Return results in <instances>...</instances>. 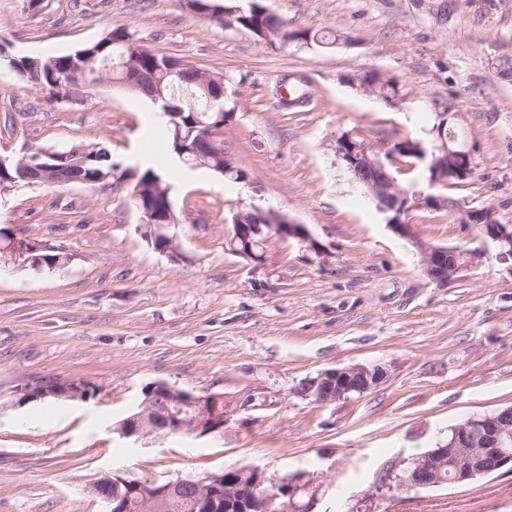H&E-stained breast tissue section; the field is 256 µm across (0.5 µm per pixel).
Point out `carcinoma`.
<instances>
[{
	"label": "carcinoma",
	"mask_w": 512,
	"mask_h": 512,
	"mask_svg": "<svg viewBox=\"0 0 512 512\" xmlns=\"http://www.w3.org/2000/svg\"><path fill=\"white\" fill-rule=\"evenodd\" d=\"M210 21L223 26L225 24L242 27L252 33L257 31H277L282 34L285 42L320 41L331 44L333 40L325 36H317L308 29H290L288 21L276 13H270L261 0H252L251 7L233 21L227 23L222 18H210ZM136 40L124 28L110 30L100 39L69 54L56 56L57 62L48 67L33 59L21 60L16 63L18 76L25 82L47 93L53 99H60L62 91L71 79L79 77L90 85L108 80L113 76V62L121 54L128 52ZM128 78L136 79L133 91L154 100L159 94L170 102L171 111L176 113L174 122L161 128V134L168 141L173 155L179 150L195 144L198 132L194 127L202 120L213 128L214 140L224 143V111L214 110L200 112L206 91L203 88L201 68L195 65L182 64L174 71L169 70L167 56L157 54L143 47L134 59V65L126 71ZM357 148H368V153L379 154L383 161L393 158L403 162L409 159L408 151L394 143L384 151L369 148L365 139L354 138ZM66 153L69 157L52 163L55 170L42 175V180L29 183L19 178L15 167L9 166L0 171V185L5 188L20 186H58L86 185L96 186L101 177H107V183L128 181L131 190L142 188L146 199L159 206L163 204L160 189L170 186L166 169L160 165L147 169L125 167L113 160L110 149L101 144L74 146Z\"/></svg>",
	"instance_id": "cac0c4a2"
}]
</instances>
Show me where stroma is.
<instances>
[{
    "label": "stroma",
    "mask_w": 512,
    "mask_h": 512,
    "mask_svg": "<svg viewBox=\"0 0 512 512\" xmlns=\"http://www.w3.org/2000/svg\"><path fill=\"white\" fill-rule=\"evenodd\" d=\"M290 28L335 44L266 45L203 20L184 0H0V47L58 55L122 27L144 47L224 78V145L249 178L210 169L173 182L186 255L141 235L128 183L20 187L0 226L47 240L71 262L35 272L0 264V512H104L90 488L120 472L175 480L256 467L309 475L311 512H512V474L420 492L394 489L401 463L468 418L512 406V258L449 210L425 211L422 241L462 250L448 285L423 274L334 151L364 133L375 147L423 138L440 112L475 150L473 177L428 187L512 225V0H264ZM376 73L388 103L352 85ZM155 107L101 83L48 100L0 62V155L101 143L123 166L169 148ZM272 207L306 225L328 266L273 240L254 272L227 251L225 217ZM383 369L365 394L318 404L297 393L320 371ZM79 380L88 402L23 400L39 383ZM224 397V430L122 439L147 384Z\"/></svg>",
    "instance_id": "stroma-1"
}]
</instances>
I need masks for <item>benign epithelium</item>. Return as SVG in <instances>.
Here are the masks:
<instances>
[{"label":"benign epithelium","instance_id":"1","mask_svg":"<svg viewBox=\"0 0 512 512\" xmlns=\"http://www.w3.org/2000/svg\"><path fill=\"white\" fill-rule=\"evenodd\" d=\"M448 122L431 129L432 138L425 142L407 138L403 143L411 155L428 163L430 185L464 180L474 171V157L467 144L454 135H446ZM353 134L336 138V156L347 162L354 181L375 201L378 210L387 215V224L393 232L406 238L418 249L424 275L432 282L446 285L452 281L463 264V254L456 248L424 243L413 231V225L402 220L406 209L460 210L463 224H477L484 235L496 243L500 253L512 257V225L494 221L488 207L459 209V203L439 195L418 192L409 194L401 190L392 178L386 164L377 156L351 147ZM134 208L140 215L147 242L159 254L174 263L183 259L181 243L173 228L179 226L172 201H167L166 215L159 219L153 209L135 200ZM255 222L246 223L240 213L231 216L235 239L253 240L257 235L264 241L272 239L297 241L313 253L318 263H329L330 252L317 242L305 225L297 223L288 214L274 209L252 210ZM58 247L45 241L13 236L0 244V259L41 270L43 262L35 261L34 254L56 252ZM384 378L379 367L354 364L344 368L328 369L307 378L297 394L317 403H331L363 394ZM88 386L83 381H55L37 384L24 393L29 399L47 397L72 401L90 400ZM224 429V398L218 395L201 397L198 394L175 389L159 382L145 391L137 411L112 428L122 438L143 437L152 434L187 432L192 436H206ZM512 473V406L491 413L473 416L464 423L450 428L447 438L435 447L412 458L397 476L398 487L406 491H421L438 487L446 482L459 485L500 471ZM249 483L240 480L238 469L212 473L204 477H187L160 482L157 480L131 481L118 477L128 489L126 497L110 496L98 486L112 482L106 476L92 486L93 493L102 499L107 512H127L130 499H136L144 512H167L170 501L181 492H195L199 504L208 508L225 501L234 512H309V504L298 500L309 490L311 482L303 475L283 478L277 484H268L265 473L250 468Z\"/></svg>","mask_w":512,"mask_h":512}]
</instances>
